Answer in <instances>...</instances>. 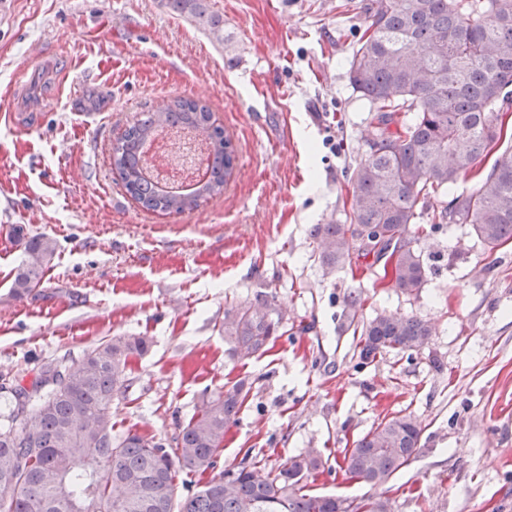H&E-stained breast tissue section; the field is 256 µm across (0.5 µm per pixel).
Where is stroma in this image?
<instances>
[{"mask_svg":"<svg viewBox=\"0 0 512 512\" xmlns=\"http://www.w3.org/2000/svg\"><path fill=\"white\" fill-rule=\"evenodd\" d=\"M369 2L209 0L219 40L163 0H5L0 100L34 91L46 109L0 111V375L27 382L102 337L146 336L112 402L113 434L171 441L204 390L241 381L218 471L313 453L312 494L387 498L394 512H512V242L487 251L467 225L435 224L440 202L420 205L426 282L404 293L373 268L326 269L310 236L348 223L369 150L368 106L348 79ZM179 97L211 108L234 171L198 209L152 213L113 173L111 148L140 113ZM16 224L57 242L21 299ZM262 299L282 334L237 358L224 312ZM380 314L433 332L362 363L355 332ZM396 415L422 430L409 464L383 484L346 476L345 449Z\"/></svg>","mask_w":512,"mask_h":512,"instance_id":"stroma-1","label":"stroma"}]
</instances>
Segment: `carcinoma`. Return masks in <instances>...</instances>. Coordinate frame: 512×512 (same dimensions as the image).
<instances>
[{
  "label": "carcinoma",
  "mask_w": 512,
  "mask_h": 512,
  "mask_svg": "<svg viewBox=\"0 0 512 512\" xmlns=\"http://www.w3.org/2000/svg\"><path fill=\"white\" fill-rule=\"evenodd\" d=\"M179 16L206 20L220 34L223 21L209 0H167ZM349 82L369 106V153L353 171V228L318 224L311 230L323 265L343 268L373 257L384 261L389 284L412 293L425 281L422 255L408 237L421 202L448 194L478 159L498 145L505 123L495 113L512 98V0H373L352 51ZM182 126L205 143L209 180L174 195L145 186L139 170L143 142ZM234 151L211 112L188 98L143 117L112 146V168L147 211L182 214L224 193ZM467 224L490 251L512 241V148L499 153L468 193L440 212ZM26 258L12 283L22 298L37 288L57 249L55 239L12 227ZM267 301L229 309L224 335L231 351L262 355L280 318ZM432 335L417 317L381 315L362 326L356 347L365 362L384 350L406 352ZM144 336L106 337L71 366L41 365L31 387L10 385L13 408L0 422V512H358L346 499L304 492L302 481L319 459L298 455L275 471L241 463L176 500V471L216 467L229 425L239 414L244 384L204 393L202 406L173 443L137 433L112 435V399L131 386L129 358L148 352ZM421 428L410 415L372 427L346 450L345 472L377 484L406 466Z\"/></svg>",
  "instance_id": "carcinoma-1"
}]
</instances>
